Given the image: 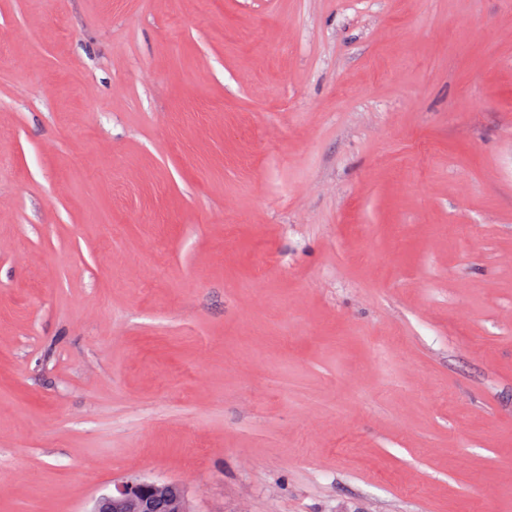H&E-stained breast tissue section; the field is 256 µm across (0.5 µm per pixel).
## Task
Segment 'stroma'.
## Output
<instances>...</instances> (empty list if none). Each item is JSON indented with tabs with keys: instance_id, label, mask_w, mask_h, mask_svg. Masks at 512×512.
Here are the masks:
<instances>
[{
	"instance_id": "1",
	"label": "stroma",
	"mask_w": 512,
	"mask_h": 512,
	"mask_svg": "<svg viewBox=\"0 0 512 512\" xmlns=\"http://www.w3.org/2000/svg\"><path fill=\"white\" fill-rule=\"evenodd\" d=\"M512 512V0H0V512ZM193 512L185 487L173 481L133 477L122 481L115 491L100 495L90 512Z\"/></svg>"
}]
</instances>
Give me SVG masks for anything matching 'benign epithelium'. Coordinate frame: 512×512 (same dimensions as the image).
Listing matches in <instances>:
<instances>
[{
    "label": "benign epithelium",
    "mask_w": 512,
    "mask_h": 512,
    "mask_svg": "<svg viewBox=\"0 0 512 512\" xmlns=\"http://www.w3.org/2000/svg\"><path fill=\"white\" fill-rule=\"evenodd\" d=\"M161 504L166 512H192L182 484L142 477L129 478L115 491L100 495L90 512H159Z\"/></svg>",
    "instance_id": "obj_1"
}]
</instances>
